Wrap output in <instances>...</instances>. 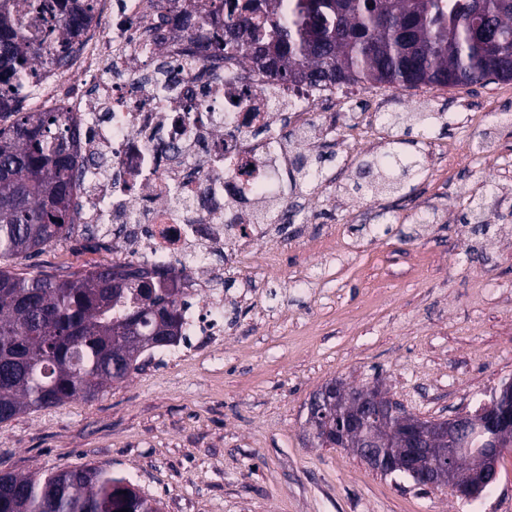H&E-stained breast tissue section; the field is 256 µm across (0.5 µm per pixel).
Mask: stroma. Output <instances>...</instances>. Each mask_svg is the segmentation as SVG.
I'll use <instances>...</instances> for the list:
<instances>
[{
    "label": "stroma",
    "instance_id": "obj_1",
    "mask_svg": "<svg viewBox=\"0 0 512 512\" xmlns=\"http://www.w3.org/2000/svg\"><path fill=\"white\" fill-rule=\"evenodd\" d=\"M348 93L367 117L337 123L321 143L335 156L333 176L297 187L299 234L224 256L237 304L218 343L184 360L156 354L92 400L0 423V474L102 466L161 512H512V448L497 482L470 503L308 436V403L334 380L380 382L426 419L474 412L512 381V239L461 222L468 197L490 189L499 224L512 226V81ZM491 100L505 111H486ZM428 110L445 113L447 129L404 149L438 164L431 181L354 193L358 161L393 135L382 112ZM481 124L497 155L477 165L467 146ZM423 210L436 223H416ZM111 260L73 236L5 266L55 274Z\"/></svg>",
    "mask_w": 512,
    "mask_h": 512
}]
</instances>
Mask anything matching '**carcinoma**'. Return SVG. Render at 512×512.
I'll return each instance as SVG.
<instances>
[{"mask_svg":"<svg viewBox=\"0 0 512 512\" xmlns=\"http://www.w3.org/2000/svg\"><path fill=\"white\" fill-rule=\"evenodd\" d=\"M0 0V261L31 256L70 237L79 204L72 193L78 139L61 112H28L26 82L64 67L81 51L97 0ZM167 12L224 15L216 56L245 52L276 81L341 87L386 84L472 85L512 81V0H196L205 10L162 0ZM440 112L386 113V124L423 136ZM425 169L424 157L389 147L361 161L355 187L370 195L400 191ZM466 223L490 226L482 198L469 197ZM128 285L113 286L116 270ZM148 276L150 288L137 287ZM181 276L140 263L98 265L54 275L0 268V423L41 408L91 399L141 370L182 338ZM512 448V430L483 426L465 441L458 467L495 445ZM158 512L157 501L106 468L64 466L0 474V512Z\"/></svg>","mask_w":512,"mask_h":512,"instance_id":"obj_1","label":"carcinoma"}]
</instances>
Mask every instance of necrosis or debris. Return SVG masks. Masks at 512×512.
Returning a JSON list of instances; mask_svg holds the SVG:
<instances>
[{
	"instance_id": "necrosis-or-debris-1",
	"label": "necrosis or debris",
	"mask_w": 512,
	"mask_h": 512,
	"mask_svg": "<svg viewBox=\"0 0 512 512\" xmlns=\"http://www.w3.org/2000/svg\"><path fill=\"white\" fill-rule=\"evenodd\" d=\"M104 24L69 68L31 84L35 107L64 113L80 133L82 163L72 183L79 202L76 231L98 226L112 256L149 268H191L182 307L185 348L196 337L224 333L233 304L215 257L242 255L270 228L251 213L270 202L291 207L288 180L295 156L287 141L253 136L258 126L301 136L337 91L272 80L239 54L214 57L220 15L200 17L191 32L165 26L149 35L157 0H108ZM160 55L161 73L138 57ZM233 223H225V215Z\"/></svg>"
}]
</instances>
